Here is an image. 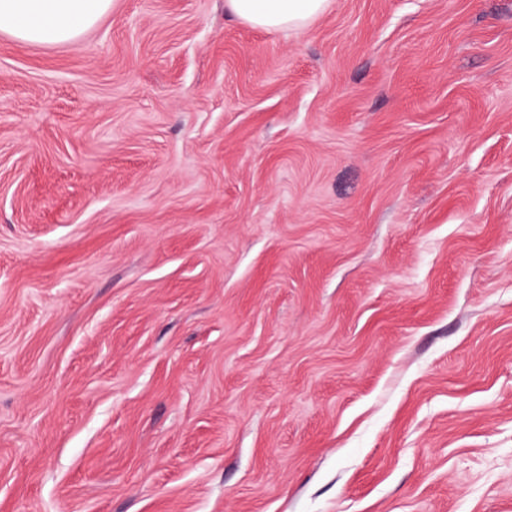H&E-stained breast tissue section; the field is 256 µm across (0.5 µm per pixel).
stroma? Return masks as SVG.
I'll list each match as a JSON object with an SVG mask.
<instances>
[{
	"label": "stroma",
	"instance_id": "1",
	"mask_svg": "<svg viewBox=\"0 0 512 512\" xmlns=\"http://www.w3.org/2000/svg\"><path fill=\"white\" fill-rule=\"evenodd\" d=\"M0 512H512V0L0 33Z\"/></svg>",
	"mask_w": 512,
	"mask_h": 512
}]
</instances>
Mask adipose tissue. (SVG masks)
Here are the masks:
<instances>
[{
    "label": "adipose tissue",
    "mask_w": 512,
    "mask_h": 512,
    "mask_svg": "<svg viewBox=\"0 0 512 512\" xmlns=\"http://www.w3.org/2000/svg\"><path fill=\"white\" fill-rule=\"evenodd\" d=\"M329 0H224L228 13L260 29H302ZM112 6V0H0V32L17 41L56 45L75 40Z\"/></svg>",
    "instance_id": "ef3b65f1"
}]
</instances>
